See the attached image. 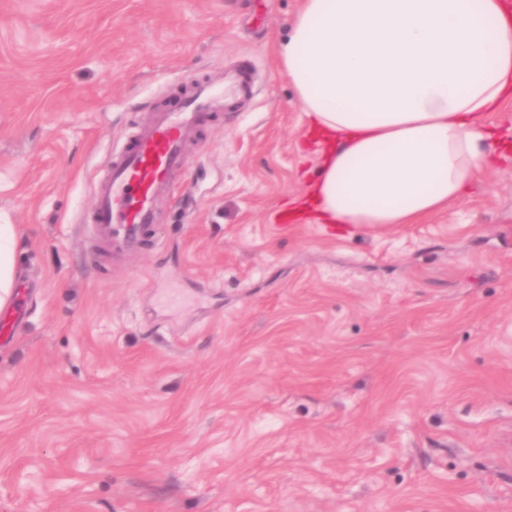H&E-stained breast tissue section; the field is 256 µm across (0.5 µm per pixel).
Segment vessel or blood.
<instances>
[{
	"label": "vessel or blood",
	"mask_w": 512,
	"mask_h": 512,
	"mask_svg": "<svg viewBox=\"0 0 512 512\" xmlns=\"http://www.w3.org/2000/svg\"><path fill=\"white\" fill-rule=\"evenodd\" d=\"M254 94V74L242 65L217 84L194 80L190 93L170 110L151 113L113 150L106 174L95 184L85 231L115 258L152 242L155 201L171 192L175 176L185 171L189 149L209 117L224 103Z\"/></svg>",
	"instance_id": "b4317fda"
}]
</instances>
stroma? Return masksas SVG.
<instances>
[{"instance_id":"35a3bbf8","label":"stroma","mask_w":512,"mask_h":512,"mask_svg":"<svg viewBox=\"0 0 512 512\" xmlns=\"http://www.w3.org/2000/svg\"><path fill=\"white\" fill-rule=\"evenodd\" d=\"M300 5L0 0V512H512V100L420 223L278 227L318 159L275 52ZM246 60L155 243L96 254L113 147ZM16 250V239L12 225L0 224V307L11 299L15 269L13 254Z\"/></svg>"}]
</instances>
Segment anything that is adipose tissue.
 Here are the masks:
<instances>
[{"label":"adipose tissue","mask_w":512,"mask_h":512,"mask_svg":"<svg viewBox=\"0 0 512 512\" xmlns=\"http://www.w3.org/2000/svg\"><path fill=\"white\" fill-rule=\"evenodd\" d=\"M322 149L294 212L414 224L491 160L488 113L512 99L503 0H303L277 47Z\"/></svg>","instance_id":"ef3b65f1"}]
</instances>
